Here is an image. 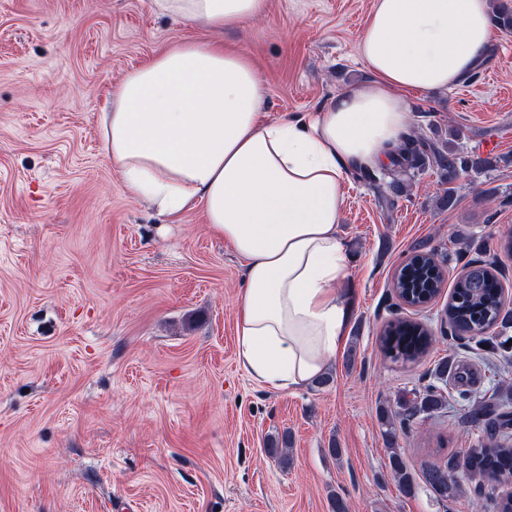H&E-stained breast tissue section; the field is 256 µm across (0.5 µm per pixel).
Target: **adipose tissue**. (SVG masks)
<instances>
[{"instance_id": "1", "label": "adipose tissue", "mask_w": 512, "mask_h": 512, "mask_svg": "<svg viewBox=\"0 0 512 512\" xmlns=\"http://www.w3.org/2000/svg\"><path fill=\"white\" fill-rule=\"evenodd\" d=\"M151 2L214 31L243 28L268 8ZM497 36L489 0H374L358 43L371 80L274 120L254 61L219 41L177 44L113 87L98 127L126 190L173 219L203 208L244 264L237 357L255 380L299 388L335 357L353 306L339 229L346 179L390 163L411 130L410 92L463 81Z\"/></svg>"}]
</instances>
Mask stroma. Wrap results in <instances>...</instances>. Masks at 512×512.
I'll use <instances>...</instances> for the list:
<instances>
[{
    "label": "stroma",
    "mask_w": 512,
    "mask_h": 512,
    "mask_svg": "<svg viewBox=\"0 0 512 512\" xmlns=\"http://www.w3.org/2000/svg\"><path fill=\"white\" fill-rule=\"evenodd\" d=\"M374 0H269L243 30L216 33L156 14L149 0H0V512H496L471 485L436 499L401 492L388 455L414 472L483 436L470 414L492 376L471 337H449L450 290L402 304L396 271L412 247L434 248L454 281L492 264L512 308V164L461 176L454 208L425 168L382 201L345 184L340 231L357 261L351 329L326 387H268L239 364L243 264L202 210L173 223L128 194L100 149L97 117L114 85L173 45L220 39L260 69L268 118L316 111L369 80L357 52ZM412 129L436 145L512 161V34L442 92L416 91ZM400 315L440 340L415 363L379 342ZM470 366L471 399L448 390L433 415L386 443L381 406L408 407L439 360ZM289 433L287 461L267 442ZM340 456H333L330 444Z\"/></svg>",
    "instance_id": "35a3bbf8"
}]
</instances>
